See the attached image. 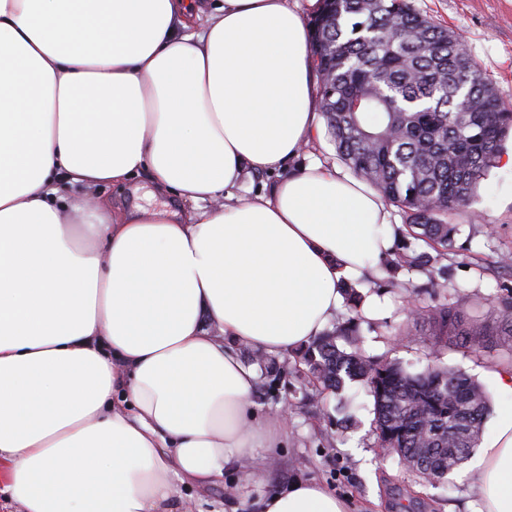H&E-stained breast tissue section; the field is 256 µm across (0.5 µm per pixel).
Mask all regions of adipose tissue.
<instances>
[{"mask_svg": "<svg viewBox=\"0 0 512 512\" xmlns=\"http://www.w3.org/2000/svg\"><path fill=\"white\" fill-rule=\"evenodd\" d=\"M309 42L288 0L201 25L188 0H0V495L25 512H176L275 447L238 346H306L394 246L378 190L290 167L320 121ZM141 174L174 207L93 192ZM499 393L480 512H512V375ZM259 506L347 512L301 482ZM276 180L272 173H258L243 178L237 194L244 199H252L256 194L262 193L263 188Z\"/></svg>", "mask_w": 512, "mask_h": 512, "instance_id": "obj_1", "label": "adipose tissue"}]
</instances>
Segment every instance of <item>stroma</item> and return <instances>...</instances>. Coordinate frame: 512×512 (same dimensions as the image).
<instances>
[{
    "mask_svg": "<svg viewBox=\"0 0 512 512\" xmlns=\"http://www.w3.org/2000/svg\"><path fill=\"white\" fill-rule=\"evenodd\" d=\"M410 2L460 35L512 108V0ZM97 193L122 206L137 202L154 208L166 200L144 175ZM452 221L458 231L447 255L411 269L395 267L390 256L379 260L369 277L354 284L358 308L342 305L332 324L359 317L364 353L399 362L408 372H422L434 362L458 367L484 387L495 420L503 411L497 379L512 374V349L504 345L481 354L440 350L427 327L413 321L412 311L420 305L458 304L486 314L503 290L512 288V269L500 263L503 254H512V168L495 165L471 204ZM239 354L258 366L254 401L262 421L280 424L279 446L261 475L242 468L208 486L186 483L192 512H254L260 496L298 481L336 494L349 512H399L404 505L414 512H471L468 465H461L449 481L428 482L380 448L374 400L362 381L345 380L340 390L319 396L296 371L295 352L257 359L243 346Z\"/></svg>",
    "mask_w": 512,
    "mask_h": 512,
    "instance_id": "obj_1",
    "label": "stroma"
}]
</instances>
